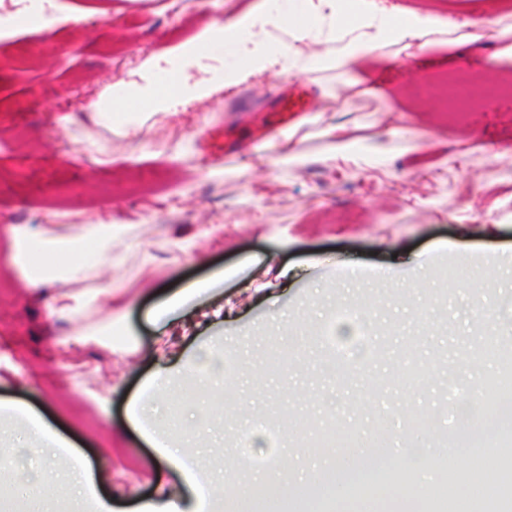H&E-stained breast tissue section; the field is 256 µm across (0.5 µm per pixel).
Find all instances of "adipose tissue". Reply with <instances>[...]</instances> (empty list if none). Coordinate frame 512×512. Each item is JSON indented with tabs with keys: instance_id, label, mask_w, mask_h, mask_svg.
<instances>
[{
	"instance_id": "adipose-tissue-1",
	"label": "adipose tissue",
	"mask_w": 512,
	"mask_h": 512,
	"mask_svg": "<svg viewBox=\"0 0 512 512\" xmlns=\"http://www.w3.org/2000/svg\"><path fill=\"white\" fill-rule=\"evenodd\" d=\"M292 10L312 16L311 25L296 29L294 44L272 52L264 48L254 34L256 27L281 25L284 12ZM346 0H298L285 4L283 12H253L222 24L212 25L197 37L175 48L172 54L154 56L140 68L138 81L113 93L103 94L90 109L97 122L108 125L116 112L133 116L138 111L153 115L172 114L191 99L209 96L213 90L210 79H192L190 72L203 58L202 45L228 43L236 47L245 59L240 68L224 72V82L233 85L254 75L289 65L299 71H309L325 66H343L346 61L379 51L390 45L427 46L437 33L435 19L428 14L409 13L404 20L394 15L363 12L354 20H347ZM336 44L335 53L327 56L306 55L299 49L301 41ZM178 63L180 75L172 88H162L159 77L171 63ZM112 225H80L76 234L68 239L46 237L41 239L39 250H32L28 238L21 233L10 236L5 246L17 271L33 286L41 287L57 280L74 277L80 271L91 270L94 263L111 265L106 255L112 241ZM73 256V263H65V256ZM1 412H10L19 418L28 431L39 441L38 448H0V468L15 469L19 478L27 483L37 482L38 470L27 467V455L54 459L67 455L71 460L68 477L77 506L74 512H83L82 502H89L92 512H113L110 499L101 495L93 473L84 457L67 440L54 431L38 414L17 404L0 402ZM190 427L180 421L169 423L168 430L152 427L142 430L145 440L171 465L179 469L185 487L150 498L135 512H205L206 507L223 503L224 495L218 480L208 477L198 457L189 450Z\"/></svg>"
}]
</instances>
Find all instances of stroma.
Here are the masks:
<instances>
[{
  "label": "stroma",
  "mask_w": 512,
  "mask_h": 512,
  "mask_svg": "<svg viewBox=\"0 0 512 512\" xmlns=\"http://www.w3.org/2000/svg\"><path fill=\"white\" fill-rule=\"evenodd\" d=\"M263 2L47 0L57 19L47 29L14 27L29 0H0V233L128 227L112 241L111 269L61 290L29 287L0 259V398L73 442L118 505L181 484L130 415L168 342L198 370L209 351L224 376L198 386L176 375L148 420L163 429L203 416L193 450L229 500L288 472L299 487L335 473L337 499L350 498V461L308 449L327 427L357 435L363 460L384 458L399 489L425 498L426 470L467 466L463 411L482 408L498 425L492 392L512 361V102L452 114L437 93L464 63L477 78L512 80V61L497 55L512 45V15L463 0L479 42L444 33L432 48L391 46L338 70L251 77L136 133L118 115L94 121L88 104L145 59ZM364 8L448 19V0H348L349 14ZM296 77L320 110L251 137ZM227 124L240 129L241 156L216 165L202 144ZM331 128L358 151L336 154ZM454 242L472 261L452 255ZM218 273L222 288L180 324L152 321L163 300ZM61 291L89 297L80 317L56 312ZM490 338L497 353L482 356ZM426 442L457 452L418 455ZM43 470L42 484L8 488L34 512H55L70 484L63 464Z\"/></svg>",
  "instance_id": "stroma-1"
}]
</instances>
